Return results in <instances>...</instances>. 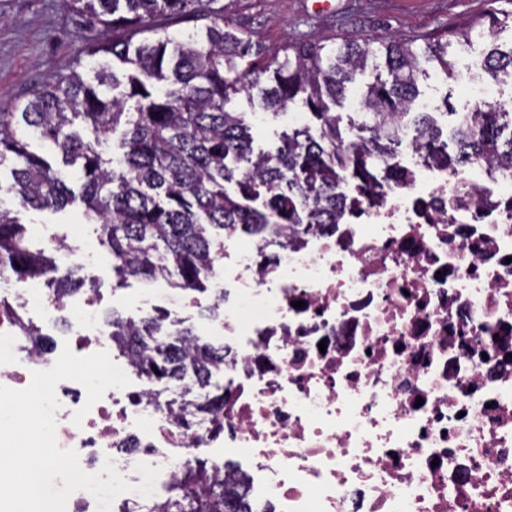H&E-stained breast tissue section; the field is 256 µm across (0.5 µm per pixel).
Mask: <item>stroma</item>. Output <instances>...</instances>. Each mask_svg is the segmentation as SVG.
Returning <instances> with one entry per match:
<instances>
[{
	"label": "stroma",
	"instance_id": "stroma-1",
	"mask_svg": "<svg viewBox=\"0 0 512 512\" xmlns=\"http://www.w3.org/2000/svg\"><path fill=\"white\" fill-rule=\"evenodd\" d=\"M233 27L246 33L253 43L266 48L287 40L321 41L330 45L365 36L391 32L412 39L459 26L486 13L488 0H333L321 9L315 0H219ZM90 36L82 18L73 13L66 0H0V110L8 111L23 101L36 86L56 79L68 65L80 63L90 73L92 63L85 55ZM475 82L461 72L451 84L430 77L419 84L420 95L414 111L435 110L443 99L454 108L468 112L477 98ZM21 219L28 239H35L40 225H52L65 234L70 225H82L84 238L96 242L97 226L86 219L82 204L58 213L28 211ZM81 277L100 282L103 310H118L135 320L151 314L174 290L164 279L145 283L131 278L118 282L111 262L85 268ZM224 287V261L216 259L204 291L189 295L190 305L179 319L206 334L210 321L205 315L214 293Z\"/></svg>",
	"mask_w": 512,
	"mask_h": 512
}]
</instances>
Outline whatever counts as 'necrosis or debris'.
I'll return each instance as SVG.
<instances>
[{"mask_svg":"<svg viewBox=\"0 0 512 512\" xmlns=\"http://www.w3.org/2000/svg\"><path fill=\"white\" fill-rule=\"evenodd\" d=\"M401 136L400 183L345 189L337 224L224 254L233 296L217 335L224 409L189 428L179 394L130 384L87 405L57 386L56 441L132 484L174 476L194 446L242 449L254 512H512V169L424 163ZM0 386L26 388L52 358L21 336L59 300L33 283L1 296ZM85 354L114 351L100 302L71 310ZM88 413L81 424L73 415Z\"/></svg>","mask_w":512,"mask_h":512,"instance_id":"4bbe7bcc","label":"necrosis or debris"}]
</instances>
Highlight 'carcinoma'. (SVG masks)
Here are the masks:
<instances>
[{
  "instance_id": "carcinoma-1",
  "label": "carcinoma",
  "mask_w": 512,
  "mask_h": 512,
  "mask_svg": "<svg viewBox=\"0 0 512 512\" xmlns=\"http://www.w3.org/2000/svg\"><path fill=\"white\" fill-rule=\"evenodd\" d=\"M214 3L69 0L93 31L87 55H110L122 69L101 64L86 78L73 66L34 88L14 111L0 112V168L12 176L7 191L21 207L41 212L81 200L85 215L100 224L118 282L167 275L176 278L172 287L199 291L226 231L266 238L282 224L310 230L336 223L340 182L373 187L403 179L391 161L407 126L417 129V147L432 163H512V114L501 107L484 102L453 113L451 156L431 113L411 111L420 80L455 79L461 54L476 39L488 48L467 69L486 86L512 85V47L505 52L494 40L507 23L498 9L487 12V25L474 21L426 37L422 46L365 37L340 47L287 40L266 50L231 27ZM160 16L209 23L177 41L154 25ZM121 26L142 36L137 46L106 39ZM362 77L361 121L349 138L336 108ZM257 86L272 117L295 107L313 119L284 134L274 152L255 151L246 113L228 109ZM118 132L120 153L107 158L100 146ZM34 140L57 156L56 164L32 150ZM70 167L82 180L78 194L64 175ZM2 269L21 283L41 280L59 295L84 285L56 276L52 257L31 249L25 226L0 207ZM107 320L112 341L139 375L163 387L194 378L201 389L196 411L224 409V385L216 380L224 345L160 315L136 322L114 310ZM150 512H251V505L240 488L224 484L218 465L192 456Z\"/></svg>"
}]
</instances>
